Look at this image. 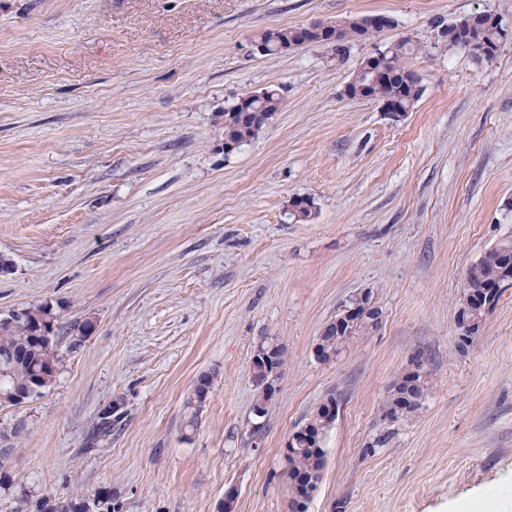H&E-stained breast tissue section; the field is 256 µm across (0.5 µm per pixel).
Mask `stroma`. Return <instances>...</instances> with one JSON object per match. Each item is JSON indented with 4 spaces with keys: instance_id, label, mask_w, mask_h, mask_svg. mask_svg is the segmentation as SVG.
I'll return each mask as SVG.
<instances>
[{
    "instance_id": "1",
    "label": "stroma",
    "mask_w": 512,
    "mask_h": 512,
    "mask_svg": "<svg viewBox=\"0 0 512 512\" xmlns=\"http://www.w3.org/2000/svg\"><path fill=\"white\" fill-rule=\"evenodd\" d=\"M483 12L512 25V0H0V314L52 305L61 355L40 396L0 406V428L25 423L0 512L102 488L120 512H219L229 490L235 512H291L283 448L330 392L308 512L512 498V287L469 345L455 320L470 267L512 238V41L479 59L442 35ZM374 15L395 24L341 60L254 48L269 29ZM405 38L421 94L395 121L345 87ZM270 85L280 110L225 152L221 112ZM364 290L378 326L316 359ZM266 337L286 364L258 418ZM416 366L420 404L390 421ZM114 401L120 427L91 444Z\"/></svg>"
}]
</instances>
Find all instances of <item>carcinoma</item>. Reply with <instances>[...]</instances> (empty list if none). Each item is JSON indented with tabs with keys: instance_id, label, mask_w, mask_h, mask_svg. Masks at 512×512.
Segmentation results:
<instances>
[{
	"instance_id": "carcinoma-1",
	"label": "carcinoma",
	"mask_w": 512,
	"mask_h": 512,
	"mask_svg": "<svg viewBox=\"0 0 512 512\" xmlns=\"http://www.w3.org/2000/svg\"><path fill=\"white\" fill-rule=\"evenodd\" d=\"M368 18H347L335 21L340 29L345 45L335 49L336 57L344 56L348 44L355 40L357 28L366 23ZM298 27H284L266 30L256 36V42L265 47L266 54H280L282 44L297 38ZM419 52V47L410 39H402L378 54L377 67L381 70L378 83L371 89L375 98L388 103L393 108L403 112L410 111L420 97V86L416 73L411 69L410 60ZM371 73L368 71V61H363L359 70L352 78L349 91L354 96L362 94L368 84ZM281 95L278 89L268 87L252 96L251 111L243 112L239 103L224 108V139L242 145L251 140L258 130L271 119L280 109ZM509 246L512 240L504 241L489 249L472 265L470 274L480 287L493 285L506 278L501 267L497 264L496 249ZM48 303H42L23 309L21 317L12 323H0V392L9 389L35 388L37 381L49 377L54 381L51 372L58 369L59 354L57 350H45L34 340L38 324L47 315ZM372 325L358 323L350 330L329 341L327 349L337 353L348 344L353 337L369 332ZM115 406L108 404L102 409L97 418L96 434L100 437L110 435L112 426L120 416L112 415ZM287 464L297 472L317 479L325 463V451L322 447H311L301 440L291 455L286 458ZM112 502L110 492L101 489L92 495L70 493L62 496H40L31 501L23 500L26 508L20 512H77L75 507L84 501Z\"/></svg>"
}]
</instances>
